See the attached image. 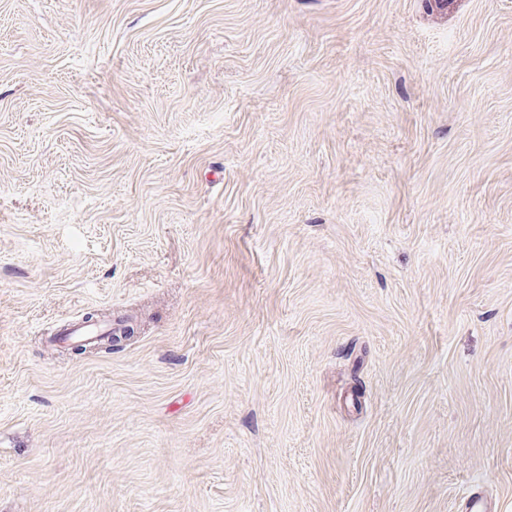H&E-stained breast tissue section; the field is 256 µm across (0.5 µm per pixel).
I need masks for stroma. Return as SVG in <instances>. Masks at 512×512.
I'll return each instance as SVG.
<instances>
[{
    "label": "stroma",
    "instance_id": "stroma-1",
    "mask_svg": "<svg viewBox=\"0 0 512 512\" xmlns=\"http://www.w3.org/2000/svg\"><path fill=\"white\" fill-rule=\"evenodd\" d=\"M129 317L112 352L52 340ZM512 512V0H0V512Z\"/></svg>",
    "mask_w": 512,
    "mask_h": 512
}]
</instances>
